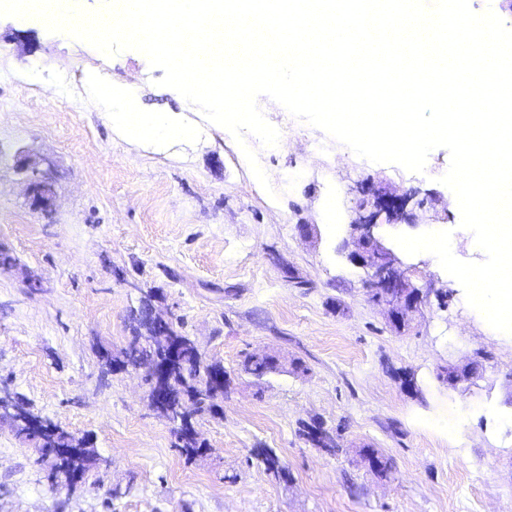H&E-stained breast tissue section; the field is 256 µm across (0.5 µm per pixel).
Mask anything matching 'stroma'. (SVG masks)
<instances>
[{
	"instance_id": "1",
	"label": "stroma",
	"mask_w": 512,
	"mask_h": 512,
	"mask_svg": "<svg viewBox=\"0 0 512 512\" xmlns=\"http://www.w3.org/2000/svg\"><path fill=\"white\" fill-rule=\"evenodd\" d=\"M161 75L137 51L108 57L0 17V246L19 260L0 269V385L87 436L104 461L58 486L52 459L0 423V512H512V335L467 305L434 255L394 241L448 230L456 258L483 260L440 181L448 152L433 150L422 174L372 163L263 96L280 144L247 142L269 194L232 135L157 86ZM103 81L193 137L120 136L94 92ZM44 158L56 168L49 212L33 206L21 168ZM362 184L405 200L404 221L378 229L426 295L402 330L348 258ZM149 291L228 379L216 411L195 419L208 453L192 460L150 410L141 371L100 364L99 348L126 344ZM249 353L275 356L276 370L245 373ZM474 360L468 382L440 380ZM318 424L336 449L308 438ZM260 448L285 477L266 471ZM367 448L386 474L369 468Z\"/></svg>"
}]
</instances>
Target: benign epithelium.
<instances>
[{
    "label": "benign epithelium",
    "instance_id": "1",
    "mask_svg": "<svg viewBox=\"0 0 512 512\" xmlns=\"http://www.w3.org/2000/svg\"><path fill=\"white\" fill-rule=\"evenodd\" d=\"M30 198L42 211H50L55 205V188L47 174L33 170V178L27 187ZM403 220V204L398 202L384 187L363 192L358 206V218L352 224L354 231L350 260L366 271L365 288L369 299L388 311L389 317L398 322L406 314L417 311L424 305L422 291L415 287L402 269V262L392 250L385 247L377 228L382 224H393ZM146 342L158 348L169 359H177L171 339L165 331H155ZM14 396L0 387V421L11 420ZM150 407L165 417L176 429H181L187 420L181 407L171 408L163 394L148 393Z\"/></svg>",
    "mask_w": 512,
    "mask_h": 512
}]
</instances>
